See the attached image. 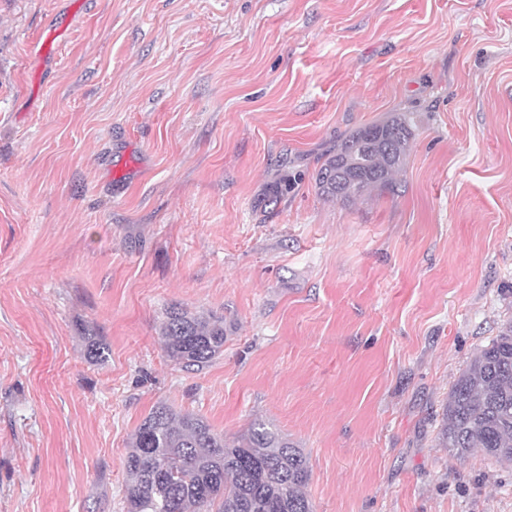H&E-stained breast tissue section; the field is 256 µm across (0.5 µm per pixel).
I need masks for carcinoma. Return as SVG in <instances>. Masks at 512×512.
Masks as SVG:
<instances>
[{
	"label": "carcinoma",
	"instance_id": "carcinoma-1",
	"mask_svg": "<svg viewBox=\"0 0 512 512\" xmlns=\"http://www.w3.org/2000/svg\"><path fill=\"white\" fill-rule=\"evenodd\" d=\"M411 138L404 114L356 129L315 170L317 192L350 201L393 190ZM225 335L224 318L180 306L167 309L160 325L168 360L191 371L224 352ZM84 339L88 361L104 363L106 343L91 330ZM441 444L460 458L479 449L512 463V321L450 390ZM124 470L127 512H313L307 456L263 423L230 441L202 417L160 405L133 435Z\"/></svg>",
	"mask_w": 512,
	"mask_h": 512
}]
</instances>
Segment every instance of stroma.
<instances>
[{"label": "stroma", "mask_w": 512, "mask_h": 512, "mask_svg": "<svg viewBox=\"0 0 512 512\" xmlns=\"http://www.w3.org/2000/svg\"><path fill=\"white\" fill-rule=\"evenodd\" d=\"M398 112L394 191L320 196ZM173 305L224 320L201 371L165 357ZM510 320L512 0H0V512H125L161 403L285 435L314 512H512V464L439 440ZM70 24L64 25L63 20L58 18L47 23L34 39V43L39 46V54L42 56L54 54L61 46L63 36ZM86 340L85 355L92 364H102L109 357V348L105 342L92 330L84 333Z\"/></svg>", "instance_id": "obj_1"}]
</instances>
